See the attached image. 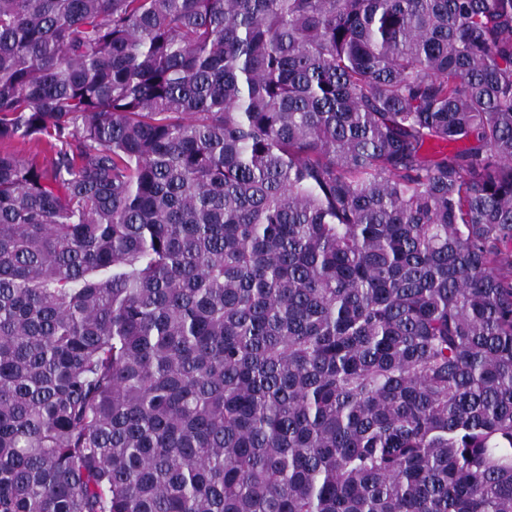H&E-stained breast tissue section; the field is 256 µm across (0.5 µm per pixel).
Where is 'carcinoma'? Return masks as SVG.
I'll list each match as a JSON object with an SVG mask.
<instances>
[{"label": "carcinoma", "instance_id": "obj_1", "mask_svg": "<svg viewBox=\"0 0 512 512\" xmlns=\"http://www.w3.org/2000/svg\"><path fill=\"white\" fill-rule=\"evenodd\" d=\"M0 512H512V0H0Z\"/></svg>", "mask_w": 512, "mask_h": 512}]
</instances>
